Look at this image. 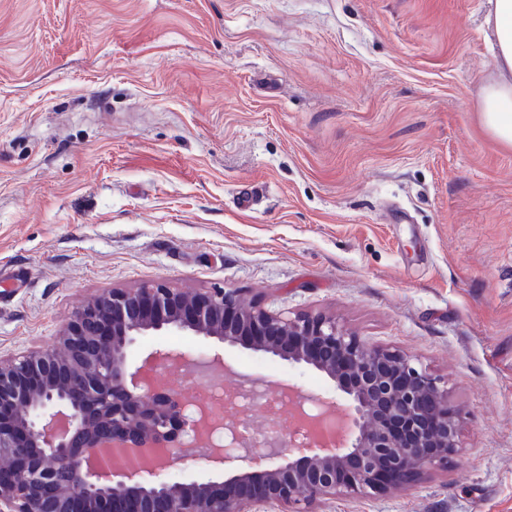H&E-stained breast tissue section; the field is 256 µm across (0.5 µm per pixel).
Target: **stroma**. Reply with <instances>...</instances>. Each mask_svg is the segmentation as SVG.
<instances>
[{
	"label": "stroma",
	"mask_w": 512,
	"mask_h": 512,
	"mask_svg": "<svg viewBox=\"0 0 512 512\" xmlns=\"http://www.w3.org/2000/svg\"><path fill=\"white\" fill-rule=\"evenodd\" d=\"M489 0H0V363L164 281L323 312L461 416L449 469L318 512H512V150L483 129ZM194 395L330 396L304 364L188 332Z\"/></svg>",
	"instance_id": "obj_1"
}]
</instances>
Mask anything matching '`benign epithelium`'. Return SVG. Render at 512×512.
Listing matches in <instances>:
<instances>
[{
  "label": "benign epithelium",
  "mask_w": 512,
  "mask_h": 512,
  "mask_svg": "<svg viewBox=\"0 0 512 512\" xmlns=\"http://www.w3.org/2000/svg\"><path fill=\"white\" fill-rule=\"evenodd\" d=\"M177 329L245 345L289 363H305L334 381L351 413L314 449L288 447V462L232 435V426L200 430L193 401L146 383L130 370L128 347L149 332ZM0 368V512H315L336 495L376 497L404 488L458 452L459 412L448 390L405 353L353 335L322 314L293 317L246 303L233 289L184 291L165 282L114 288L79 308L60 338ZM309 403L318 414L305 409ZM337 402L308 397L297 414L316 425ZM193 430L196 454L182 447ZM163 448L148 470L112 469L91 457L111 448ZM204 460L230 472L220 483L163 478L172 460Z\"/></svg>",
  "instance_id": "7a95c632"
}]
</instances>
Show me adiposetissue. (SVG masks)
<instances>
[{"instance_id": "adipose-tissue-1", "label": "adipose tissue", "mask_w": 512, "mask_h": 512, "mask_svg": "<svg viewBox=\"0 0 512 512\" xmlns=\"http://www.w3.org/2000/svg\"><path fill=\"white\" fill-rule=\"evenodd\" d=\"M486 26L492 34L496 71L482 87L481 123L494 139L512 149V0H493Z\"/></svg>"}]
</instances>
